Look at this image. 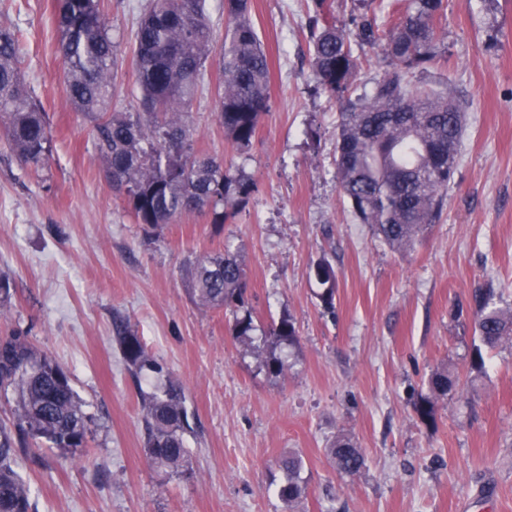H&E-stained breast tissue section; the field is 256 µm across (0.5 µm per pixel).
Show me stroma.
<instances>
[{
  "instance_id": "35a3bbf8",
  "label": "stroma",
  "mask_w": 512,
  "mask_h": 512,
  "mask_svg": "<svg viewBox=\"0 0 512 512\" xmlns=\"http://www.w3.org/2000/svg\"><path fill=\"white\" fill-rule=\"evenodd\" d=\"M150 0H104L122 63L112 108L132 112L140 92L134 31ZM390 0H326L337 26L384 24ZM444 35L426 74L464 112L455 182L430 234L389 249L343 200L336 180L342 101L316 85L310 59L313 0H251L270 65V109L247 151L216 123L211 56L191 106L196 152L252 178L246 206L220 226L191 213L152 229L135 223L104 178L92 124L63 94L56 0H0L15 30L24 81L53 135L48 168L21 167L0 139V275L13 295L0 336L18 332L71 375L91 417L87 448L20 461L36 512H512V343L471 377L472 293L486 286L512 309V0H444ZM234 254L259 331L290 314L288 367L267 373L231 332L222 308L189 292L195 258ZM328 258L335 307L324 310L312 266ZM124 321L179 383L195 414L189 471L154 467L140 392L115 340ZM451 371L461 395L437 399L434 426L414 415L418 393ZM350 438L365 464L353 477L327 450ZM299 453L307 484L295 508L278 496L277 460Z\"/></svg>"
}]
</instances>
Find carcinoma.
<instances>
[{
    "mask_svg": "<svg viewBox=\"0 0 512 512\" xmlns=\"http://www.w3.org/2000/svg\"><path fill=\"white\" fill-rule=\"evenodd\" d=\"M315 0L312 68L326 93L343 95L355 82L359 65L351 38ZM442 0H408L389 28L365 18L356 40L392 62V69L370 93L346 99L336 134V179L342 197L362 224L393 251H404L442 213L448 188L455 183L464 114L453 93L413 83V73L436 57ZM228 29L218 45L205 0H152L135 31L133 66L140 90L136 112L110 109L116 89L118 49L109 33L103 0H57L58 49L65 60L64 95L93 123L105 177L130 207L139 224L157 228L198 212H212L211 223L224 224L255 189L252 180L225 169L214 157L194 149L190 106L205 65L219 52L222 83L216 121L240 151L247 150L263 114L269 111L270 68L251 19L250 0H224ZM16 31L0 28V136L15 160L34 174L49 164L52 134L45 112L21 77ZM321 286L318 298L329 311L336 298V272L321 258L313 266ZM247 281L238 259L229 253L201 257L191 268L190 292L202 307L220 306L233 315L232 335L251 340L256 326L247 301ZM474 339L469 372L485 374L484 351L512 337V311L500 308L489 288L473 292ZM272 346L292 345L298 329L282 314L265 333ZM116 338L131 375H159L163 366L149 356L128 325H116ZM264 366L279 375L286 362L263 352ZM447 372L432 377L429 392L418 394L413 410L424 424H435V400L456 390ZM0 391L16 394L10 423L0 421V512H33L27 484L15 466L20 454L43 441L75 456L87 445L91 417L74 390L68 372L27 337L0 338ZM145 447L153 465L167 471L184 467L185 435L194 415L181 385L140 393ZM336 471L355 475L364 457L350 440L329 449ZM280 499L292 506L304 496L303 461L280 460Z\"/></svg>",
    "mask_w": 512,
    "mask_h": 512,
    "instance_id": "1",
    "label": "carcinoma"
}]
</instances>
